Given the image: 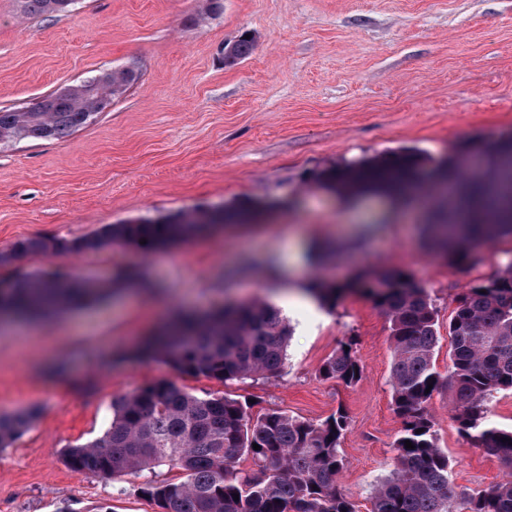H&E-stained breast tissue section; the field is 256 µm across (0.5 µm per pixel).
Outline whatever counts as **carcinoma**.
I'll return each instance as SVG.
<instances>
[{"label": "carcinoma", "mask_w": 512, "mask_h": 512, "mask_svg": "<svg viewBox=\"0 0 512 512\" xmlns=\"http://www.w3.org/2000/svg\"><path fill=\"white\" fill-rule=\"evenodd\" d=\"M30 16L66 13L77 0H22ZM253 39L224 43V65L250 56ZM139 79L131 68L105 69L66 85L31 107L0 109V146L27 139H62L91 123ZM473 153L482 165L466 170L457 157ZM314 185L341 196L384 190L405 201L426 195L425 233L435 249L460 267L471 265L493 240L512 236V165L501 142L463 144L431 163L414 150L363 157L318 172ZM260 205L237 201L210 210H183L158 218L104 224L74 239L25 238L0 263L31 252L80 254L132 246L148 254L185 242L223 224L251 220ZM359 291L390 323L392 407L401 429L390 474L372 493V512H512V480L476 495L458 494L448 480L449 459L438 448L429 410L433 393L453 395V419L473 447L512 469V430L489 422V397L512 390V264L469 284L448 322L452 342L447 377L436 371L438 317L426 289L400 269L366 270L341 284L309 281L306 292L333 307ZM103 287L74 278L29 274L0 287V324L46 317L75 302L98 301ZM291 327L276 306L247 301L197 313L180 312L144 344L141 356L158 359L182 374L223 384L268 377L287 356ZM352 342L320 368L326 379L347 386L362 371ZM31 408L0 415V451L38 419ZM348 414L338 408L320 423L281 410L254 414L251 405L224 394L198 397L160 379L112 401V420L98 438L67 447L65 462L76 473L103 480L140 475L169 465L182 480H146L141 492L161 512H355L339 483L341 439ZM412 442L408 449L405 441ZM258 444L260 449L253 448ZM239 494L234 500L233 494Z\"/></svg>", "instance_id": "cac0c4a2"}]
</instances>
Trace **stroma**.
Segmentation results:
<instances>
[{"mask_svg": "<svg viewBox=\"0 0 512 512\" xmlns=\"http://www.w3.org/2000/svg\"><path fill=\"white\" fill-rule=\"evenodd\" d=\"M80 0L72 12L29 19L0 0V108L25 107L107 68L139 80L108 112L60 140L0 148V253L24 238H79L101 225L240 200L271 203L250 223L143 255L133 247L33 252L0 265V279L54 271L108 285L146 269L172 307L202 311L299 291L300 277L238 272L258 255L340 282L364 268L406 270L428 290L441 333L435 367L448 372V320L469 284L512 264L499 238L461 268L422 243L419 213L373 198L315 189L319 171L413 149L439 157L464 142L512 134V0ZM255 39L225 67L224 42ZM152 305L132 290L0 334V415L40 416L0 453V512H160L127 475L88 478L64 462L68 446L102 435L114 399L167 379L196 396L224 392L319 423L344 408L340 483L356 512L390 470L401 424L392 410L390 323L359 293L335 307L298 304L278 375L221 384L156 360L113 361L153 332ZM352 342L362 377L347 386L320 368ZM456 492L507 479L452 418L448 389L430 402Z\"/></svg>", "mask_w": 512, "mask_h": 512, "instance_id": "35a3bbf8", "label": "stroma"}]
</instances>
